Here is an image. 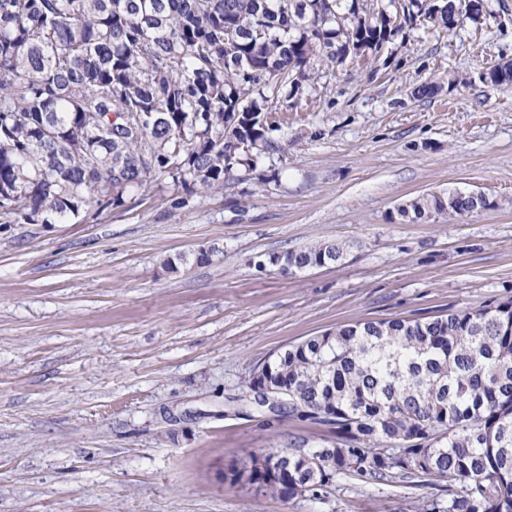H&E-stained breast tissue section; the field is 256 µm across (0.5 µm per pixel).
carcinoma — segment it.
Instances as JSON below:
<instances>
[{"mask_svg": "<svg viewBox=\"0 0 512 512\" xmlns=\"http://www.w3.org/2000/svg\"><path fill=\"white\" fill-rule=\"evenodd\" d=\"M474 0H0V219L71 221L120 207L169 175L188 192L254 170L269 102L303 96L314 61L375 55L423 18L477 20ZM484 78L512 83V63ZM249 142L230 150L224 139ZM488 202L416 196L404 224ZM320 242L269 258L292 271L340 261ZM288 415L334 427L320 448H261L248 470L282 500L340 478L448 483L414 512H512V300L433 318L367 321L278 353Z\"/></svg>", "mask_w": 512, "mask_h": 512, "instance_id": "carcinoma-1", "label": "carcinoma"}]
</instances>
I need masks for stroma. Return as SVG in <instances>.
Wrapping results in <instances>:
<instances>
[{"label":"stroma","mask_w":512,"mask_h":512,"mask_svg":"<svg viewBox=\"0 0 512 512\" xmlns=\"http://www.w3.org/2000/svg\"><path fill=\"white\" fill-rule=\"evenodd\" d=\"M485 3L377 58L317 62L298 103L270 105L276 150L223 188L162 177L76 223H0V512H407L437 494L343 478L324 500L284 501L224 474L332 435L252 403L246 383L276 353L512 300V84L483 78L512 61V0ZM428 82L443 91L417 97ZM450 188L487 208L393 219ZM324 241L346 258L256 266Z\"/></svg>","instance_id":"35a3bbf8"}]
</instances>
